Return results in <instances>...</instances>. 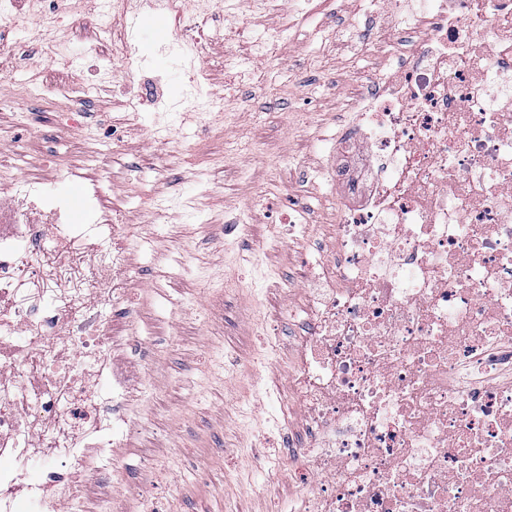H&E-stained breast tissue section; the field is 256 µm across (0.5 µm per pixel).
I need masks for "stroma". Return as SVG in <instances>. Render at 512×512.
I'll use <instances>...</instances> for the list:
<instances>
[{
  "label": "stroma",
  "instance_id": "stroma-1",
  "mask_svg": "<svg viewBox=\"0 0 512 512\" xmlns=\"http://www.w3.org/2000/svg\"><path fill=\"white\" fill-rule=\"evenodd\" d=\"M103 0H42L18 26L0 32L8 52L0 96L28 98L30 113L0 108V184L97 185L102 216L126 227L128 288L135 322L113 325L139 351L120 349L116 362L144 391L128 407L139 454L153 459L149 480L130 471L122 485L138 512H262L264 501L292 500L288 450L279 433L261 430L265 401L246 395L252 357L267 337L279 355L261 371L271 387L287 386L292 350L304 331L293 318L311 286L296 279L330 229L347 197L331 150L341 112L359 94L364 75L397 50L383 20H370L373 0H224L210 19L199 66L205 94L223 99L213 132L199 131L183 112L170 115L180 141L154 140L153 109L132 111L131 93L113 84V42L97 39ZM56 12L69 59L52 64L41 39L42 12ZM276 45L263 55L256 37ZM165 32L139 26L136 47L145 73L165 74L159 93L178 102L190 75L161 53ZM78 123L58 130L62 113ZM175 208L158 217L159 198ZM198 198L188 213L180 202ZM307 204L298 227L279 220ZM244 222L245 241L266 255L277 283L256 292L255 272L233 261L227 224ZM279 461L278 474L248 466L254 451Z\"/></svg>",
  "mask_w": 512,
  "mask_h": 512
}]
</instances>
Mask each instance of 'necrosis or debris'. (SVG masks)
<instances>
[{"mask_svg": "<svg viewBox=\"0 0 512 512\" xmlns=\"http://www.w3.org/2000/svg\"><path fill=\"white\" fill-rule=\"evenodd\" d=\"M400 51L336 136L365 165L362 201L316 261L289 388L308 442L291 512H512V0H422ZM128 30L116 77L141 83L140 15L192 87L201 46L184 0H107ZM0 201V512H85V476L138 427L109 368L113 314L133 317L123 225L75 223L23 186ZM96 237L95 260L87 258Z\"/></svg>", "mask_w": 512, "mask_h": 512, "instance_id": "obj_1", "label": "necrosis or debris"}]
</instances>
